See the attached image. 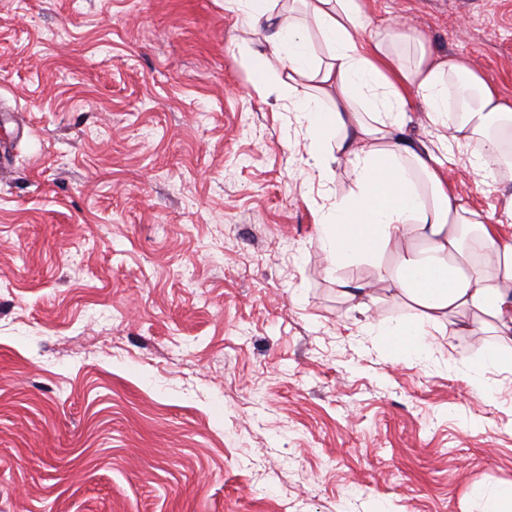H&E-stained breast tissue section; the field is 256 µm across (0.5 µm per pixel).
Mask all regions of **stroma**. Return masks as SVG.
<instances>
[{"mask_svg": "<svg viewBox=\"0 0 512 512\" xmlns=\"http://www.w3.org/2000/svg\"><path fill=\"white\" fill-rule=\"evenodd\" d=\"M512 101V0H366ZM224 0H0V512H485L512 375L401 358L331 270L306 130ZM444 173L512 238V177Z\"/></svg>", "mask_w": 512, "mask_h": 512, "instance_id": "35a3bbf8", "label": "stroma"}]
</instances>
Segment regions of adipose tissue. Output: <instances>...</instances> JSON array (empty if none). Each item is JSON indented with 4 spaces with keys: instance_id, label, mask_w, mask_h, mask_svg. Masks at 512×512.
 Wrapping results in <instances>:
<instances>
[{
    "instance_id": "obj_1",
    "label": "adipose tissue",
    "mask_w": 512,
    "mask_h": 512,
    "mask_svg": "<svg viewBox=\"0 0 512 512\" xmlns=\"http://www.w3.org/2000/svg\"><path fill=\"white\" fill-rule=\"evenodd\" d=\"M225 10L263 31L274 78L306 125L308 164L325 172L330 152L351 165L354 186L318 215L333 270L367 263L386 296L413 314L378 323L406 359L424 362L429 337L445 324L456 335L492 329L499 344L465 363L477 387L512 366V240L476 223L449 187L435 153L404 138L413 106L452 143L478 142L485 163H512V103L468 61L430 50L424 37L404 47L392 29L370 30L364 0H224ZM324 49L315 52L313 37ZM466 91L451 106L452 89Z\"/></svg>"
}]
</instances>
